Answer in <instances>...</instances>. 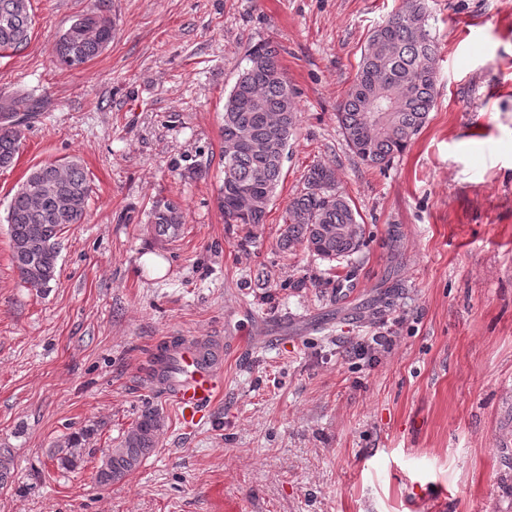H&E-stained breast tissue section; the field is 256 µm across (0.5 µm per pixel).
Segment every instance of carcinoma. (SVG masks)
I'll return each instance as SVG.
<instances>
[{"label":"carcinoma","instance_id":"1","mask_svg":"<svg viewBox=\"0 0 512 512\" xmlns=\"http://www.w3.org/2000/svg\"><path fill=\"white\" fill-rule=\"evenodd\" d=\"M112 0H94L62 34L58 57L80 68L112 42ZM427 0H402L368 38L353 82L338 106L337 117L351 151L366 165L382 168L403 153L425 127L434 106L439 47L431 35ZM31 0H0V56L17 52L30 39ZM278 45L266 41L249 48L246 65L224 102V141L236 149L224 154V179L218 204L226 224H263L282 172L283 157L297 124L294 90L278 63ZM32 96L0 98V168L18 155L23 126L39 111ZM93 192L76 160L46 163L30 170L7 205L5 221L13 262L27 285L46 292L55 279L59 238L80 224ZM152 231L173 239L185 224L182 206L173 200L153 202L148 213ZM284 249L301 246L328 260L348 257L364 243L365 229L351 201L335 190L334 171L310 168L305 186L288 201ZM163 420L144 406L119 446L110 449L96 473L108 486L135 471L156 447ZM94 429L67 437L51 451L61 470L73 471L84 460Z\"/></svg>","mask_w":512,"mask_h":512}]
</instances>
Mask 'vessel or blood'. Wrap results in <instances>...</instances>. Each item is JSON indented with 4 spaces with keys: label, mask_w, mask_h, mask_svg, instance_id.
Masks as SVG:
<instances>
[{
    "label": "vessel or blood",
    "mask_w": 512,
    "mask_h": 512,
    "mask_svg": "<svg viewBox=\"0 0 512 512\" xmlns=\"http://www.w3.org/2000/svg\"><path fill=\"white\" fill-rule=\"evenodd\" d=\"M154 386L176 408L184 424L196 425L224 389L221 349H209L202 338L180 337L169 354L166 376Z\"/></svg>",
    "instance_id": "obj_1"
}]
</instances>
